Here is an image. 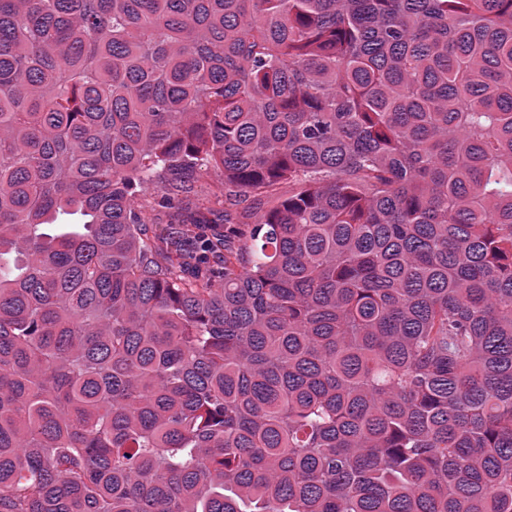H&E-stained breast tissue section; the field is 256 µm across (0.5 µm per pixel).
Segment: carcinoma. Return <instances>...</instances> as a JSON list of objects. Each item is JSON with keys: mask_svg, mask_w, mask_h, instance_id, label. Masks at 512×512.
Masks as SVG:
<instances>
[{"mask_svg": "<svg viewBox=\"0 0 512 512\" xmlns=\"http://www.w3.org/2000/svg\"><path fill=\"white\" fill-rule=\"evenodd\" d=\"M0 512H512V0H0Z\"/></svg>", "mask_w": 512, "mask_h": 512, "instance_id": "1", "label": "carcinoma"}]
</instances>
